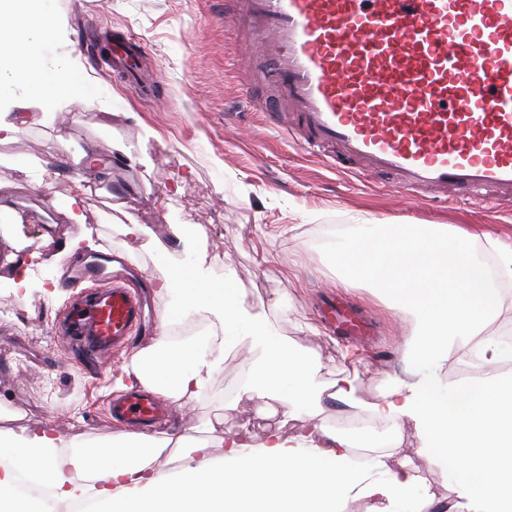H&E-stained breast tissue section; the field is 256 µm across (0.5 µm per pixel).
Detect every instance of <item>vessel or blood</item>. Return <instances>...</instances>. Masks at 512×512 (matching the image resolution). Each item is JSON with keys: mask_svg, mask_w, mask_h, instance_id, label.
Wrapping results in <instances>:
<instances>
[{"mask_svg": "<svg viewBox=\"0 0 512 512\" xmlns=\"http://www.w3.org/2000/svg\"><path fill=\"white\" fill-rule=\"evenodd\" d=\"M224 18L262 47V76L294 114L266 120L289 141L430 200L512 203V0H224ZM75 273L84 288L59 327L102 366L127 346L141 301L100 267ZM109 413L147 427L166 408L138 391Z\"/></svg>", "mask_w": 512, "mask_h": 512, "instance_id": "obj_1", "label": "vessel or blood"}]
</instances>
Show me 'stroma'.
I'll return each mask as SVG.
<instances>
[{"instance_id":"1","label":"stroma","mask_w":512,"mask_h":512,"mask_svg":"<svg viewBox=\"0 0 512 512\" xmlns=\"http://www.w3.org/2000/svg\"><path fill=\"white\" fill-rule=\"evenodd\" d=\"M46 7L56 29L43 48L46 68L66 69L86 91L49 112L15 111L20 136L0 143V434L48 425L67 446L107 448L121 439L123 425L107 416L119 395L115 379L158 336L137 335L101 371L54 336L55 314L73 296L56 253L77 238L126 258L152 284L177 270L214 287L234 284L289 346L313 358L323 385L347 377L367 403L383 398L387 377L403 375L409 327L381 291L338 287L336 249L386 224H454L477 257L498 264L512 253V214L461 199L436 205L385 179L331 170L266 125L261 114L278 103V91L246 93L251 68L236 29L224 23V0H46ZM111 35L144 46L145 83L132 85L101 60L99 46ZM85 149L97 163L72 165L71 154ZM79 189L84 204L74 212L69 201ZM132 222L145 234H125ZM20 271L28 287H17ZM328 299L349 302L370 335L336 331L323 313ZM209 342L217 369L195 396L168 400L156 461L162 474H178L196 441L209 440L218 464L222 438L256 445L275 431L294 441L313 417L276 401L225 399V382L252 376L256 355L244 338ZM394 432L362 472L416 474L400 512L446 500L468 512L456 479L424 453L420 425L405 418Z\"/></svg>"}]
</instances>
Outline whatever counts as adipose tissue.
<instances>
[{
	"mask_svg": "<svg viewBox=\"0 0 512 512\" xmlns=\"http://www.w3.org/2000/svg\"><path fill=\"white\" fill-rule=\"evenodd\" d=\"M55 27L43 8L25 0H0V82L37 86V98L19 101L22 110L42 108L74 93L67 74H47L40 44ZM455 227L399 224L358 235L340 257L344 284L361 281L391 292L396 310L413 327L402 346L405 376L391 381L370 412L382 421L411 416L427 434L429 455L451 461L460 474L459 490L473 512H512V383L484 382L474 400L463 402L440 383L439 368L453 341L468 338L496 318L504 304L491 278L468 246L454 244ZM181 293L195 309H206L224 328L225 341L247 337L259 361L245 392L249 397L282 399L303 406L320 402L323 389L310 362L302 361L271 329L267 319L245 307L233 289H210L200 276L175 273L157 283L166 299ZM216 360L168 341L145 351L134 366L143 386L193 396L216 370ZM129 460L113 462L110 452L91 448L70 458L64 473L53 453L50 429L0 436V455L12 461L0 470V490L17 471L51 488L62 502L91 498L106 512H336L338 501L360 492L390 504L412 490L407 471L384 481L367 480L351 464L349 445L322 426L287 442L279 433L252 447L224 440V467L209 463L206 448L187 453L180 478L154 471L160 436L139 435Z\"/></svg>",
	"mask_w": 512,
	"mask_h": 512,
	"instance_id": "adipose-tissue-1",
	"label": "adipose tissue"
}]
</instances>
